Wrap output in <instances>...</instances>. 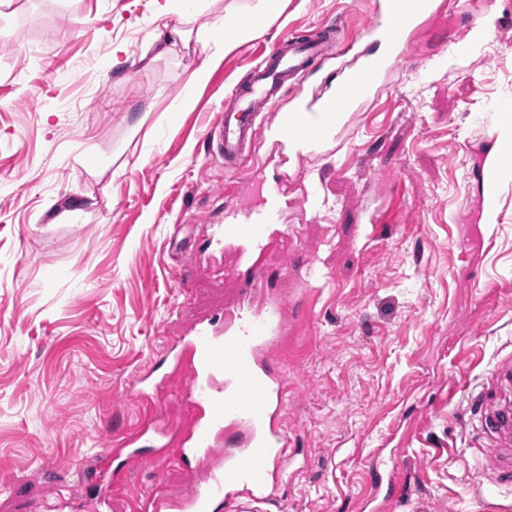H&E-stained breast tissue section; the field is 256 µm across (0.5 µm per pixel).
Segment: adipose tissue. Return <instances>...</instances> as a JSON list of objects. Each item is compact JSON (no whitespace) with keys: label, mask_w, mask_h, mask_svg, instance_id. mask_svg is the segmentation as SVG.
Listing matches in <instances>:
<instances>
[{"label":"adipose tissue","mask_w":512,"mask_h":512,"mask_svg":"<svg viewBox=\"0 0 512 512\" xmlns=\"http://www.w3.org/2000/svg\"><path fill=\"white\" fill-rule=\"evenodd\" d=\"M167 2V14L178 15L180 23L176 26L164 23L155 27L151 40L160 44L164 51L172 52L176 47L188 46L193 39L205 44L218 36L223 37L225 48L230 49L250 40L256 32L255 26L241 21L238 12L232 8L215 15L207 27L192 30L193 11L178 9L179 0Z\"/></svg>","instance_id":"1"}]
</instances>
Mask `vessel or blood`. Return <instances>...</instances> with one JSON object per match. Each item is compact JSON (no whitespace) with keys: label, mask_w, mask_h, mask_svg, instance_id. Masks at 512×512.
I'll return each instance as SVG.
<instances>
[{"label":"vessel or blood","mask_w":512,"mask_h":512,"mask_svg":"<svg viewBox=\"0 0 512 512\" xmlns=\"http://www.w3.org/2000/svg\"><path fill=\"white\" fill-rule=\"evenodd\" d=\"M442 14L435 0H374L362 34L370 49L355 51L354 41L346 40L335 22L323 24L312 37L273 42L248 81L232 92L223 118L207 131L210 150L223 157L226 167L253 165L246 180L225 183V195H248L254 202L234 207L206 242L212 253L236 256L228 271L237 282L235 301L167 340L166 372L148 368L127 391L144 410L139 425L116 442L128 460L145 461L140 446L146 442L155 457H175L204 474L183 495L146 493L138 501L139 512H213L217 506L222 512H261L283 499L288 470L297 458L284 424L288 378L272 350L290 335L289 320L307 324L314 308L311 289L287 301L265 277L272 257L288 253L286 184L301 172L287 163L329 153L327 128L344 129L362 100L385 90L389 73L439 25ZM332 61L337 64L334 89L308 94L305 82ZM289 88L295 96L284 112L279 103ZM271 129L285 168L269 177L253 160L263 131ZM178 374L186 377L185 388H173ZM169 401L182 407V415L166 412ZM471 411L488 432L512 434V415L484 395L475 396ZM97 481V500L67 490L40 503L36 512H103L112 494L124 487L125 475L102 466ZM370 481L380 512H390L408 492L405 478L393 469L374 468Z\"/></svg>","instance_id":"vessel-or-blood-1"}]
</instances>
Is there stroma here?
Segmentation results:
<instances>
[{"instance_id": "obj_1", "label": "stroma", "mask_w": 512, "mask_h": 512, "mask_svg": "<svg viewBox=\"0 0 512 512\" xmlns=\"http://www.w3.org/2000/svg\"><path fill=\"white\" fill-rule=\"evenodd\" d=\"M461 33L427 39L304 164L323 213L289 211L288 259L322 278L312 324L283 359L284 415L303 460L268 512H359L375 449L410 481L395 512H512L486 473L507 452L471 417L472 393L512 356V181L482 223V172L512 103V0H442ZM166 0H0V512L70 488L97 494L94 459L134 426L125 392L182 335L236 295L194 270L185 241L224 219L215 196L246 170L209 154L205 125L260 48L341 22L362 32L372 0H283L223 55L179 111L199 46L144 64ZM72 219L58 221L59 212ZM391 214L373 227L369 216ZM193 283L182 301L175 275ZM124 466L106 512L152 489L184 494L200 473L166 459Z\"/></svg>"}]
</instances>
